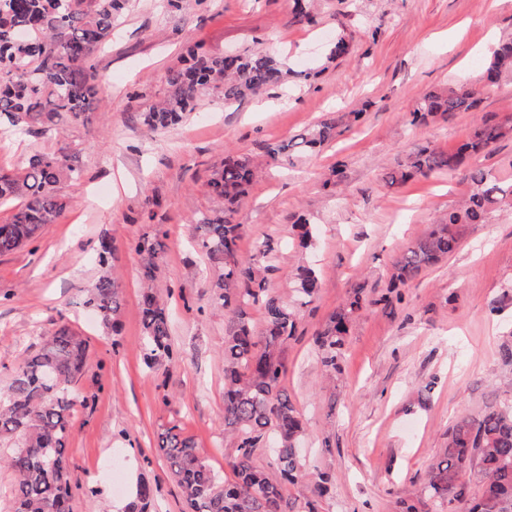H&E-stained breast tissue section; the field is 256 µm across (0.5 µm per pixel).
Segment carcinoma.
<instances>
[{
    "instance_id": "1",
    "label": "carcinoma",
    "mask_w": 512,
    "mask_h": 512,
    "mask_svg": "<svg viewBox=\"0 0 512 512\" xmlns=\"http://www.w3.org/2000/svg\"><path fill=\"white\" fill-rule=\"evenodd\" d=\"M126 0H0V135L45 136L66 113L85 121L97 101L107 94L89 61L112 40V22ZM287 75L274 54L256 50L233 57H215L195 47L183 65L170 70L169 91L160 102L137 113L139 123L155 132L182 122L204 107V93L217 90L224 105L277 86ZM512 78V37L492 50L482 80L498 83ZM475 85H450L426 92L413 111V121L445 117L476 107ZM339 120L330 118L287 141L270 143L267 153L287 158L291 150L310 153L335 137ZM512 134V126L476 122L457 150L422 147L385 174L394 186L411 178L455 172L465 158L491 150ZM472 194L460 206L436 220L394 262L388 293L392 294L422 269L454 253L460 246L459 226L481 224L496 208L512 207V180L497 172L475 168L467 173ZM258 177L245 156L224 154L207 186L216 203L196 224L197 246L222 273L211 285L212 305L227 316L224 336V433L237 439L236 455L228 462L235 480L224 481L201 455L195 442L176 425L160 434L158 452L179 490L183 512H288L286 488L302 479L299 444L305 436L300 414L283 388L284 347L297 329L301 308L319 293V278L300 269L290 301L267 288L266 272L272 247L257 243L256 254L238 248L244 226L234 223L235 205ZM81 169L66 149L40 153L17 171L0 170V203L23 199L11 220L0 224V254L16 251L57 222L67 206L63 188L79 182ZM142 259V356L150 369L178 359L167 305L152 282L165 260L163 236L142 235L135 243ZM112 247L100 244L101 269L86 305L101 323L116 328L122 308L120 284L110 267ZM371 305L363 288L353 289L314 336L327 378L336 375L345 340L354 322ZM263 310L265 323L256 334L251 311ZM89 359L87 339L66 326L40 336L39 349L12 371L0 396V441L14 443L0 458L14 475L12 512H70L78 486L71 483L67 444L72 435L73 389ZM273 442L280 478L270 479L257 454ZM481 477L475 495L466 475ZM427 499L448 512H512V401L493 402L477 417L463 416L448 430V443L430 465L423 484ZM151 486L139 484L129 512H147Z\"/></svg>"
}]
</instances>
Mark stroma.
<instances>
[{"instance_id": "obj_1", "label": "stroma", "mask_w": 512, "mask_h": 512, "mask_svg": "<svg viewBox=\"0 0 512 512\" xmlns=\"http://www.w3.org/2000/svg\"><path fill=\"white\" fill-rule=\"evenodd\" d=\"M314 21L293 23V0H204L170 11L166 0H130L111 42L91 62L108 96L89 121L59 117L52 137L0 141V168L70 148L83 174L67 187L57 224L22 249L0 256V391L37 347L35 330L66 325L89 344V364L74 391L69 441L79 490L73 512H127L130 490L153 488L150 512H182L155 446L179 426L213 469L232 480L237 442L224 433L223 314L209 313L212 268L195 244V221L212 200L207 181L225 151L249 155L260 178L234 220L251 255L270 240L276 254L268 286L283 291L299 267L320 280L285 349L284 386L307 427V475L288 487L302 512L317 473L333 476L321 512H400L404 499L428 512L422 488L448 430L494 399H512V366L500 350L512 341V214L490 213L461 227V244L381 303L393 264L436 217L473 190L466 172L490 168L512 177V136L465 169L391 186L383 178L423 146L455 150L474 121L512 123V81L484 88L476 108L416 124L425 92L467 81L480 85L493 45L512 36V0H316ZM350 41L334 59L337 34ZM212 56L258 48L285 58L277 87L225 108L207 91L203 112L150 133L137 112L168 92L166 76L188 47ZM359 113L319 152L273 159L267 144L316 122ZM344 179L323 187L336 167ZM315 227L307 249L292 226ZM167 233L166 260L153 288L169 305L176 363L148 369L141 352V261L134 250L149 224ZM122 286L118 330L103 328L84 305L99 275L101 241ZM377 304L354 323L335 385L324 381L313 337L353 288ZM92 404H85V397Z\"/></svg>"}]
</instances>
